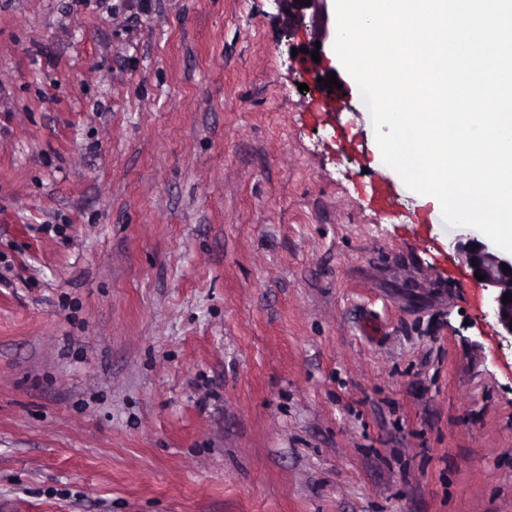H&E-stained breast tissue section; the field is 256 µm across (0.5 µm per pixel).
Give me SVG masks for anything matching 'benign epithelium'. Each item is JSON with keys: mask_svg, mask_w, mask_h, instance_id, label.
<instances>
[{"mask_svg": "<svg viewBox=\"0 0 512 512\" xmlns=\"http://www.w3.org/2000/svg\"><path fill=\"white\" fill-rule=\"evenodd\" d=\"M281 13L286 18L285 33L291 37L299 26H304L305 18H310L311 26L316 31V37L312 41L301 44V48L308 49V53L301 54V63L306 72L320 77L318 63L311 58V52L319 51L320 57H326L325 44L328 40L327 0H307L302 5L296 0H276ZM320 47H315V43ZM455 251L461 255L471 271L479 272L485 276L482 284L489 290V306L503 333L512 337V301L504 303L502 297L505 294L512 295V252L500 251L492 242L479 238L472 234H460L454 242ZM477 263H472V260ZM509 270H503V267Z\"/></svg>", "mask_w": 512, "mask_h": 512, "instance_id": "benign-epithelium-1", "label": "benign epithelium"}]
</instances>
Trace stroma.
Returning a JSON list of instances; mask_svg holds the SVG:
<instances>
[{
	"label": "stroma",
	"mask_w": 512,
	"mask_h": 512,
	"mask_svg": "<svg viewBox=\"0 0 512 512\" xmlns=\"http://www.w3.org/2000/svg\"><path fill=\"white\" fill-rule=\"evenodd\" d=\"M309 37L0 0V512H512V338Z\"/></svg>",
	"instance_id": "1"
}]
</instances>
